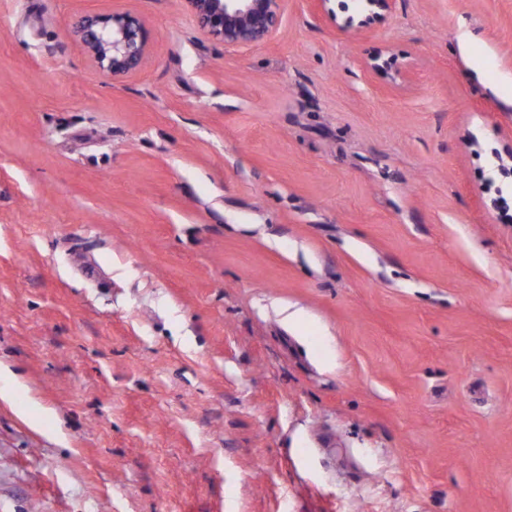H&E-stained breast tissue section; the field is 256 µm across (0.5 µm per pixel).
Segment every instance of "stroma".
<instances>
[{"instance_id": "obj_1", "label": "stroma", "mask_w": 512, "mask_h": 512, "mask_svg": "<svg viewBox=\"0 0 512 512\" xmlns=\"http://www.w3.org/2000/svg\"><path fill=\"white\" fill-rule=\"evenodd\" d=\"M372 11L0 0V512H512V0ZM203 32L227 48L267 43L281 21L282 0H186ZM80 38L99 68L112 75L138 72L148 55L144 23L130 12L85 17Z\"/></svg>"}]
</instances>
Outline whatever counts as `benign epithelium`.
Here are the masks:
<instances>
[{
    "instance_id": "obj_1",
    "label": "benign epithelium",
    "mask_w": 512,
    "mask_h": 512,
    "mask_svg": "<svg viewBox=\"0 0 512 512\" xmlns=\"http://www.w3.org/2000/svg\"><path fill=\"white\" fill-rule=\"evenodd\" d=\"M203 32L227 48L264 44L276 35L282 0H186ZM391 0H369L377 12L349 26L364 28L390 9ZM81 41L100 69L113 75L133 74L143 66L148 43L143 21L130 12L107 18L85 17Z\"/></svg>"
}]
</instances>
